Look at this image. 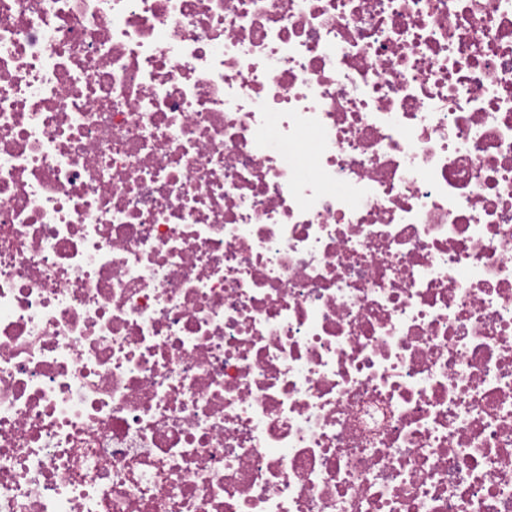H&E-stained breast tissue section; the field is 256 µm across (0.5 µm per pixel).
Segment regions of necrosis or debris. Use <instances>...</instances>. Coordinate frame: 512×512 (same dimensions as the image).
I'll return each mask as SVG.
<instances>
[{"label": "necrosis or debris", "mask_w": 512, "mask_h": 512, "mask_svg": "<svg viewBox=\"0 0 512 512\" xmlns=\"http://www.w3.org/2000/svg\"><path fill=\"white\" fill-rule=\"evenodd\" d=\"M0 512H512V0H0Z\"/></svg>", "instance_id": "4bbe7bcc"}]
</instances>
